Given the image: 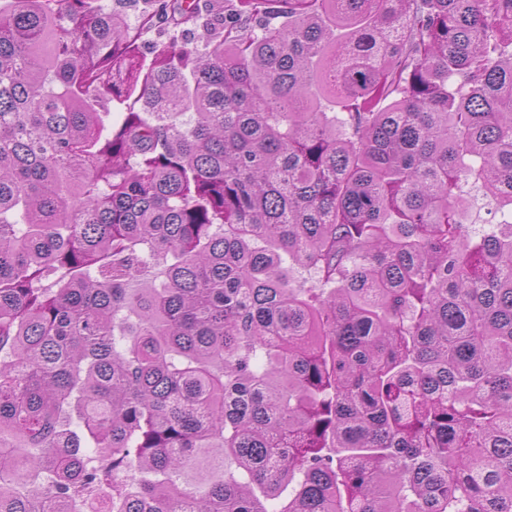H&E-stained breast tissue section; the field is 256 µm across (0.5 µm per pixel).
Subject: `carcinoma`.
I'll return each instance as SVG.
<instances>
[{"mask_svg": "<svg viewBox=\"0 0 512 512\" xmlns=\"http://www.w3.org/2000/svg\"><path fill=\"white\" fill-rule=\"evenodd\" d=\"M143 4L0 0V512H512V0Z\"/></svg>", "mask_w": 512, "mask_h": 512, "instance_id": "1", "label": "carcinoma"}]
</instances>
